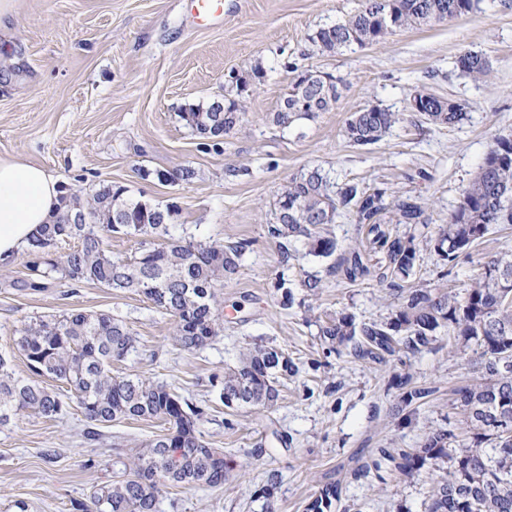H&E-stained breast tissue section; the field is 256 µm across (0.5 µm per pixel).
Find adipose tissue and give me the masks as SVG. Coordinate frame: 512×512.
<instances>
[{
  "instance_id": "adipose-tissue-1",
  "label": "adipose tissue",
  "mask_w": 512,
  "mask_h": 512,
  "mask_svg": "<svg viewBox=\"0 0 512 512\" xmlns=\"http://www.w3.org/2000/svg\"><path fill=\"white\" fill-rule=\"evenodd\" d=\"M59 181L43 167L0 157V265L10 263L61 207Z\"/></svg>"
}]
</instances>
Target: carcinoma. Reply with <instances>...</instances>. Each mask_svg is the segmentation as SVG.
<instances>
[{
  "label": "carcinoma",
  "instance_id": "carcinoma-1",
  "mask_svg": "<svg viewBox=\"0 0 512 512\" xmlns=\"http://www.w3.org/2000/svg\"><path fill=\"white\" fill-rule=\"evenodd\" d=\"M475 0H363L347 18L318 29L309 41L322 53H334L352 45L376 43L396 30L424 26L465 15ZM459 69L475 80L486 77L490 64L481 55L464 51ZM240 77H230L224 94V111L214 105L191 107L182 119L192 129L215 122L229 133L241 121ZM430 97L424 118L440 125H454L465 116V106ZM338 98L331 74H302L284 98L275 123L288 128L294 123L327 112ZM397 113L360 110L352 113L345 128L351 145L370 151L397 122ZM122 186L99 187L85 202L70 196L52 224H44L28 251L37 258L34 276L12 283L19 291H39L59 273L79 285L97 283L120 292H138L174 320V343L187 350L203 348L224 333L218 309V288L227 273L237 268L243 246L228 248L172 239L160 248L145 249L127 260H114L104 245L103 233L167 236V209L125 197ZM387 190L364 188L356 182L341 187L321 169L313 168L290 179L278 196L268 234L277 239L302 238L308 253L328 257L336 249L329 226L336 216L351 213L356 223L369 226L368 252L385 250V263L371 271L366 254L351 252L345 275L354 281L375 274L379 282L403 281L413 274L415 236L391 237L377 216L392 208L400 224H421L424 209L409 197L386 202ZM78 212L89 223L71 224ZM496 224H512V136L493 139L479 172L464 190L448 217L446 230L436 239L439 255L454 262L470 256L474 247ZM65 239L79 241L62 263L47 257L49 248ZM395 310L381 323L356 322L339 313L320 326V336L332 351L348 343L356 356L382 361L404 350L411 353L429 347L437 334L448 330L460 347H476V381L456 391L459 430L435 429L416 448H380L378 458L365 465L379 472L386 467L412 477L425 466L434 470L449 464L434 482L427 512H512V254H497L483 263L480 278L463 297L448 291L443 279L421 288L396 290ZM133 333L106 314L71 312L57 319L27 324L15 339L29 370L52 376L68 386L67 393L53 392L22 378L10 360L0 353V424L20 412L32 411L45 418L61 415L67 402L82 409L85 436L98 442L100 428L120 419L158 418L168 425L132 457L129 472L110 485L94 490L79 512H157L158 485L220 487L233 469L224 451L211 448L197 430L199 410L146 378L112 376V361L125 358L135 348ZM294 371L290 360H281L273 349L253 347L242 353L236 366L225 372L223 393L241 395L239 405L265 406L274 401L273 383ZM405 388L402 401L427 398L431 390L400 378ZM340 483L324 485L307 505L306 512H333L341 501Z\"/></svg>",
  "mask_w": 512,
  "mask_h": 512
}]
</instances>
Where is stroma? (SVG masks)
<instances>
[{
    "mask_svg": "<svg viewBox=\"0 0 512 512\" xmlns=\"http://www.w3.org/2000/svg\"><path fill=\"white\" fill-rule=\"evenodd\" d=\"M361 0H222L209 21L185 0H10L0 18V156L35 163L69 194L106 184L131 199L174 205L171 233L183 241L244 244L235 274L220 290L224 334L201 349L173 344L172 318L143 294L95 283L48 280L39 291L11 283L29 277V252L0 266V352L32 377L14 341L25 324L70 312L104 313L125 323L134 351L113 362L116 376H141L202 411L197 429L235 468L220 488L162 485L158 512H262L271 491L276 512H304L327 483L341 481L344 512H426L436 478L421 470L379 481L364 472L379 448H414L434 428L455 426V391L472 383L476 353L439 333L429 348L377 363L352 348L327 353L322 319L339 312L384 322L395 299L375 276L350 281L340 264L366 231L354 217L331 227V256L303 242L268 235L284 185L313 167L332 182L387 189L424 201L413 229L417 256L409 286L444 279L464 295L487 257L512 252V224L493 227L470 259L444 261L434 239L476 176L494 137L512 134V0H478L472 12L396 30L381 43L322 54L308 37L355 12ZM487 57L491 74L475 81L456 66L461 52ZM337 80L333 108L284 129L273 121L296 70ZM249 76L239 126L214 141L181 119L186 109L223 98L230 72ZM419 92L466 104L459 123L435 125L408 103ZM377 105L399 116L371 151L352 146V112ZM188 167L190 182L171 185L158 171ZM320 279L311 296L305 279ZM294 295L283 306L279 283ZM255 345L288 355L296 367L262 407L225 406L224 374ZM432 394L405 414L400 376ZM70 405L56 419L33 412L0 426V512H74L96 489L118 480L134 450L165 434L159 419H125L84 436Z\"/></svg>",
    "mask_w": 512,
    "mask_h": 512,
    "instance_id": "35a3bbf8",
    "label": "stroma"
}]
</instances>
